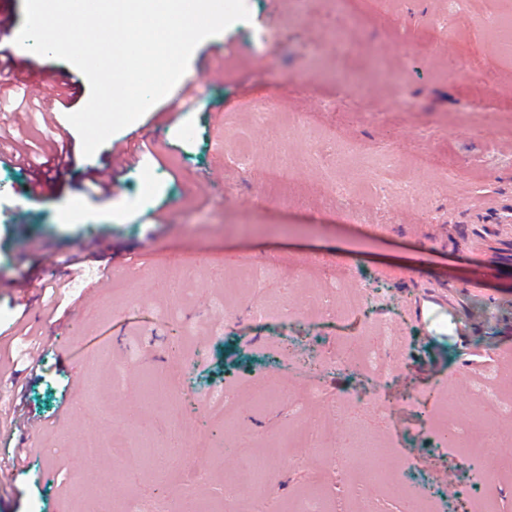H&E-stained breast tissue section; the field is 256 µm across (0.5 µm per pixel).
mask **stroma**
I'll list each match as a JSON object with an SVG mask.
<instances>
[{"mask_svg":"<svg viewBox=\"0 0 512 512\" xmlns=\"http://www.w3.org/2000/svg\"><path fill=\"white\" fill-rule=\"evenodd\" d=\"M250 19L194 49L179 109L160 100L97 149L129 148L100 194L82 171L86 159L71 131L73 163L45 176L27 200L29 171L0 156V331L16 319L38 326L41 360L15 340L14 364L34 375L25 409L27 469L0 485V512H125L128 501L158 497L179 508L192 494L196 512H255L257 499L287 507L295 488L318 477L336 492V464L288 445L302 427L303 381L332 394L370 398L379 379L360 369L324 373L320 362L342 332L359 333L375 309L387 310L402 337L398 369L386 384V413H365L399 443L395 465L417 493L441 497L454 483L459 500L489 488L487 461L462 459L448 475L446 440L428 425L429 393L448 380L469 389L483 361L512 351V223L480 215L497 199L512 205V55L490 23L512 0H355L359 22L344 26L336 0H246ZM350 45L337 64L328 41ZM22 73L0 83V105L38 89L69 129L89 89L70 108L57 105L51 72L70 63L25 50ZM318 116L315 135L289 115ZM338 138L340 165L310 159L309 140ZM376 142L404 155L433 154L458 168L446 183L412 170L417 202L393 197L389 213L373 200L357 208L325 195L324 184L370 183ZM289 168L270 188L267 168ZM100 241L112 257L109 279L55 323L42 319L41 289L60 256ZM254 256L251 282L242 260ZM182 260L189 275L171 284L165 268ZM354 287L351 321L309 308ZM285 305L288 317L256 321L254 307ZM285 385L274 404L260 391ZM229 393L224 419L204 401ZM106 440L98 458L86 436ZM183 456L160 461L171 442ZM265 460L256 487L233 499L224 480L244 453ZM99 475L90 481L88 471Z\"/></svg>","mask_w":512,"mask_h":512,"instance_id":"stroma-1","label":"stroma"}]
</instances>
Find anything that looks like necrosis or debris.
<instances>
[{
	"label": "necrosis or debris",
	"instance_id": "obj_1",
	"mask_svg": "<svg viewBox=\"0 0 512 512\" xmlns=\"http://www.w3.org/2000/svg\"><path fill=\"white\" fill-rule=\"evenodd\" d=\"M371 152L380 161L372 190L379 207H386L394 195L412 198L416 192L413 183L398 182L392 177L398 157L390 144L378 143ZM399 347L400 338L392 329L391 318L378 313L363 334L337 337L335 349L328 353L322 366L336 372L362 367L385 379L397 367ZM510 368L511 353L493 357L485 370L486 382L478 387L479 399L456 395L450 387L431 396L434 422L439 432L450 438L448 453L470 457L512 446V431L500 428L503 419H512V380L505 377ZM306 398L314 406L329 403L332 414L310 416L304 446L313 453L335 457L347 482L335 498L315 500L313 507L303 508L302 512H387L386 500L372 494L377 486L404 501L407 512H441L439 499L406 493L392 468L397 454L395 444L376 436L371 426L353 419L352 411L360 404L357 397L344 394L332 401L324 389L312 384L307 388Z\"/></svg>",
	"mask_w": 512,
	"mask_h": 512
}]
</instances>
